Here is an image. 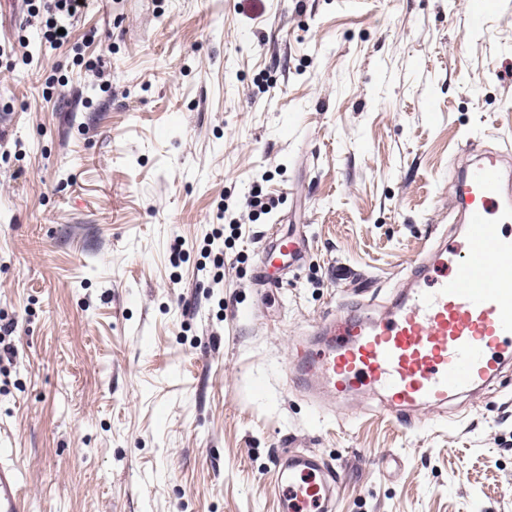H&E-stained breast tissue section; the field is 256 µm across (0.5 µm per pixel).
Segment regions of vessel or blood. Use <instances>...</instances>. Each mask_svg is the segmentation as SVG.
<instances>
[{
	"mask_svg": "<svg viewBox=\"0 0 512 512\" xmlns=\"http://www.w3.org/2000/svg\"><path fill=\"white\" fill-rule=\"evenodd\" d=\"M470 168L451 183L460 224L410 266L376 315L340 306L312 327L314 339L290 367L293 387L326 409L348 397L375 396L390 416L411 421L489 386L512 365V191L503 157L470 141ZM298 239L271 235L262 272L300 264ZM280 512H334L340 474L308 450L276 464ZM20 471L0 450V512H31Z\"/></svg>",
	"mask_w": 512,
	"mask_h": 512,
	"instance_id": "obj_1",
	"label": "vessel or blood"
}]
</instances>
